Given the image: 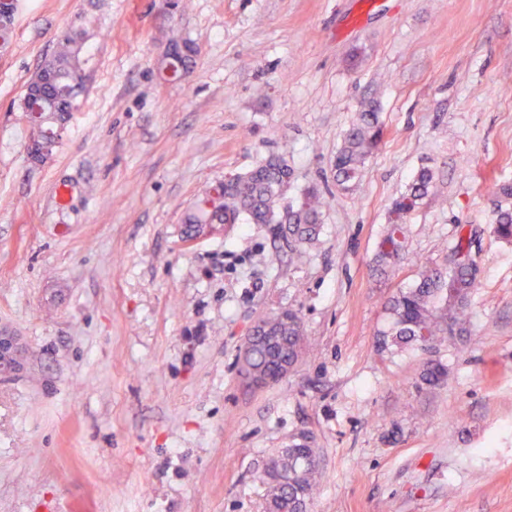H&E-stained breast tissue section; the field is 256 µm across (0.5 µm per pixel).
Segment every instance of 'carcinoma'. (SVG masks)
I'll return each instance as SVG.
<instances>
[{"instance_id":"obj_1","label":"carcinoma","mask_w":512,"mask_h":512,"mask_svg":"<svg viewBox=\"0 0 512 512\" xmlns=\"http://www.w3.org/2000/svg\"><path fill=\"white\" fill-rule=\"evenodd\" d=\"M13 0H0V49L9 42ZM82 42L78 33L62 35L57 50L44 59L28 85H42L40 109L31 110L30 101L22 98V111L39 127L61 128L70 119L75 101L83 87ZM377 113L364 109L358 121L347 131L336 155V183L351 189L360 179L366 163L382 139ZM288 165L272 158L255 169L222 183L184 217L186 236L194 237L210 224H274L295 252L312 243L321 228L319 194L309 189L294 205L279 209L289 184ZM432 169L424 167L415 176L406 193L393 204L391 224L378 243L377 263L382 273L400 265L404 250V223L428 196L433 184ZM493 235L500 241L512 242V187L496 191ZM452 253L459 256L454 265L426 268L416 283L396 293L387 308L391 327L380 332L379 347L403 348L419 345L431 351L455 336L471 295L479 287L478 265L470 251V241L458 239ZM270 327L288 336V359L298 362L305 347L303 323L294 311L272 317ZM249 365L256 371L270 370L269 352L255 346L248 355ZM448 375L447 367L437 359L426 362L420 379L429 387L440 385ZM318 449L303 440L273 457L263 471L267 512H303L320 476Z\"/></svg>"}]
</instances>
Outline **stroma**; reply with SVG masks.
I'll return each instance as SVG.
<instances>
[{
  "instance_id": "obj_1",
  "label": "stroma",
  "mask_w": 512,
  "mask_h": 512,
  "mask_svg": "<svg viewBox=\"0 0 512 512\" xmlns=\"http://www.w3.org/2000/svg\"><path fill=\"white\" fill-rule=\"evenodd\" d=\"M84 88L43 161L27 81L69 29ZM196 50L164 76L173 43ZM384 130L357 187L334 160L362 104ZM277 156L286 202L317 189L318 240L293 258L270 224L184 245L218 182ZM404 260L376 253L417 172ZM512 0H16L0 52V512H263L269 458L320 452L308 512H512ZM472 235L480 286L462 332L381 353L387 306ZM292 310L309 349L249 391L253 324ZM496 198L492 233L498 240L509 243L512 242V187H499ZM23 362L18 354L15 336L0 333V372L3 370L20 371ZM292 366L288 365V361H283L277 370L276 375L271 377L261 376L252 372H246L243 368L241 369V384L251 389H261L274 384L277 381L282 380L292 371Z\"/></svg>"
}]
</instances>
